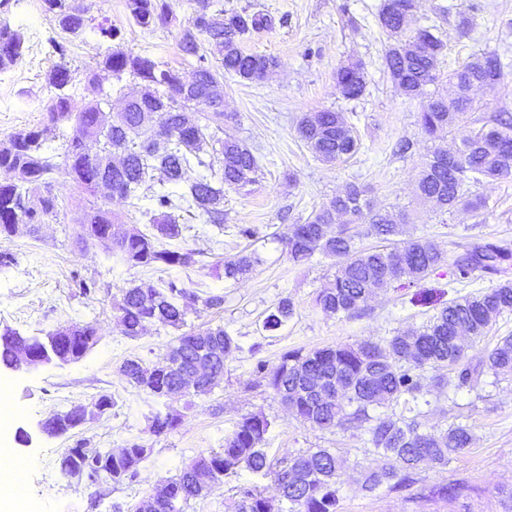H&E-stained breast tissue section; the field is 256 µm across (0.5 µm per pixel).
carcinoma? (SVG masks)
Returning <instances> with one entry per match:
<instances>
[{
	"label": "carcinoma",
	"instance_id": "carcinoma-1",
	"mask_svg": "<svg viewBox=\"0 0 512 512\" xmlns=\"http://www.w3.org/2000/svg\"><path fill=\"white\" fill-rule=\"evenodd\" d=\"M13 0H0V73L15 66L26 49L24 31L11 24ZM130 24L143 30H177L178 48L192 63L189 81L167 64L146 56H134L121 47L122 30L104 18L94 22L85 0H42L44 12L59 29L75 40L92 32L105 45L86 79L101 95L81 112L71 111L67 87L73 85L66 61V46L55 45L59 61L47 73L54 89L46 106L47 123L19 130L0 141V171L12 178L0 182V235L9 236L20 224L32 229L58 216L62 199L55 192L57 176L97 196L131 197L159 173L160 189L149 196L150 207L140 211L151 232H122L112 212L100 206L87 213L78 239L138 267H190L204 264L205 249L170 248L165 243L184 238L186 215L224 229V187L235 190L258 181L259 164L242 141L224 135L222 86L224 76L242 81L264 77L276 67L274 57L247 53L243 41L257 30L271 29V16L257 12H224L210 9V0H198L187 23L175 13L171 0H125ZM414 0H383L378 25L387 39L384 65L406 96L423 99L418 116L421 132L430 138L451 133L461 122L473 125L462 146L438 150L423 163L416 180L420 200L442 211L463 208L478 214L486 202L470 191L482 179L512 176V118L505 112L486 115L487 105L472 96L476 89L499 90L504 79L498 54L483 52L448 72L453 94L430 95L427 86L437 80V67L445 43L430 30L410 29ZM218 47L219 64L208 58L204 43ZM140 80L139 97L128 101L117 115L105 111L114 83L124 77ZM336 81L347 99L361 97L366 89L364 70L349 63L336 72ZM300 138L322 162L336 163L355 154L359 142L343 113L322 110L304 116L297 127ZM60 143L61 152L49 143ZM221 155L222 171H213L212 157ZM201 168L205 173L188 177ZM406 216L391 209H374L363 191L351 187L344 195L313 211L301 224H294L284 242L295 265L315 254L338 259L336 276L320 289L314 305L329 316L360 318L374 288H388L421 280L444 262V254L424 239L398 240ZM373 236L380 244L360 245V238ZM512 259V251L495 243L472 242L453 262L456 279L468 280L475 272L497 275ZM258 254L244 250L219 260L217 276L237 281L250 274ZM219 311L224 296L201 298L177 279L162 284L151 280L132 283L121 290L115 303L116 317L124 335L136 338L145 325L157 324L179 332L170 345L169 365L150 368L139 357L126 359L120 367L129 385L158 397H167L182 387L187 376H197L194 396L206 395L224 376L227 358L238 348L221 325L203 331L181 332L189 313L197 306ZM296 305L282 297L263 320L266 331H275L293 318ZM512 313V281L504 279L485 292L472 294L441 307L417 330L398 332L380 342L339 343L335 346L285 352L278 368L268 377V387L295 416L314 429L362 428L374 452L387 460L380 467L361 472L362 489L374 493L385 487L407 491L410 497L438 499L457 505V512H471L470 485L461 480L427 486L420 466L431 462L448 466L451 456L470 448L472 434L463 424L447 428L426 424L429 387L449 384L459 390L475 388L490 374L512 377V336H503L477 366L465 357L460 335L480 340L496 320ZM67 339L53 344L45 336H21L9 326L0 328V364L13 361L22 347L35 354L61 352L78 360L99 342L96 328L85 323L63 327ZM389 413L375 417L371 411ZM182 414L177 410L158 413L151 420L156 437L173 433ZM272 421L262 412L241 417L224 448L201 455L185 465L166 483L151 512H184L190 501L203 495L224 477L245 470L257 477H270L288 502V512H340L341 475L348 459L329 448L302 451L284 461L269 456L267 435ZM151 449L139 440L129 441L119 453L91 448L77 440L60 459L63 474L92 487L112 472V484L131 485ZM398 461L397 468L393 462ZM233 512H274L273 504L259 486L240 491Z\"/></svg>",
	"mask_w": 512,
	"mask_h": 512
}]
</instances>
